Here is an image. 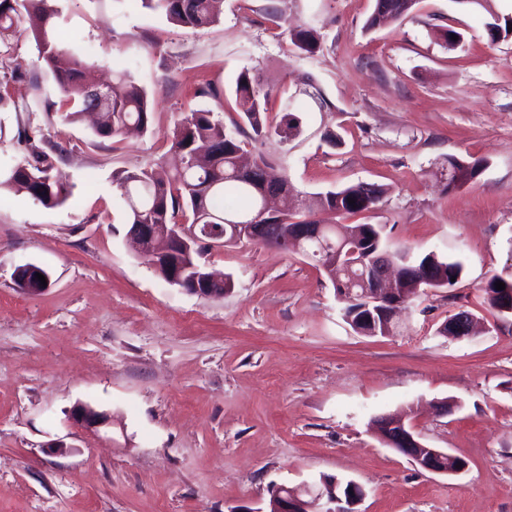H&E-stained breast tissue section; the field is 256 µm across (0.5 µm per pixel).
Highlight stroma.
Segmentation results:
<instances>
[{
    "label": "stroma",
    "instance_id": "obj_1",
    "mask_svg": "<svg viewBox=\"0 0 512 512\" xmlns=\"http://www.w3.org/2000/svg\"><path fill=\"white\" fill-rule=\"evenodd\" d=\"M56 6L64 46L100 80L126 71L153 99V118L146 133L98 137L91 120H65L30 33L0 46L11 100L0 170L21 157L24 128L59 145L73 192L48 209L0 191V512H264L271 485L323 475L364 486L360 512H512V315L481 291L512 272V35L487 34L512 0H418L373 31L374 0H224L220 21L196 31L141 0ZM271 11L319 22L320 50L299 54ZM444 30L459 42L446 44ZM244 69L291 105L296 137L259 138L241 124L233 88ZM201 108L238 128L248 156L283 168L300 198L381 186L377 207L353 223L460 261L461 278L424 289L388 336L352 330L331 283L297 253L209 248V270L234 281L221 299L169 284L132 247L114 175L171 161L175 125ZM452 157L483 170L449 188ZM28 262L51 275L41 294L12 280ZM462 308L476 335H439ZM443 400L446 415L431 408ZM80 403L111 426L93 434L69 422ZM397 411L467 470L432 474L383 444L369 423Z\"/></svg>",
    "mask_w": 512,
    "mask_h": 512
}]
</instances>
